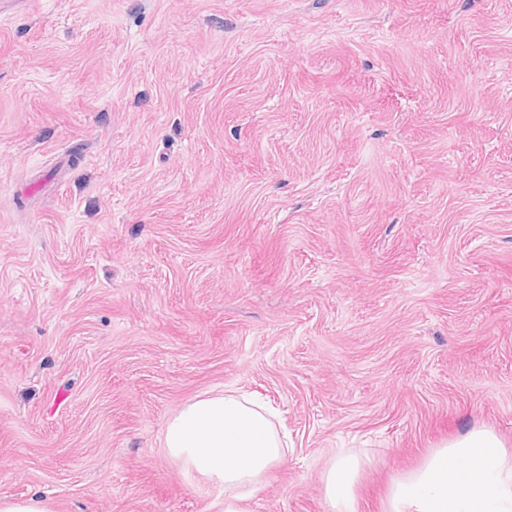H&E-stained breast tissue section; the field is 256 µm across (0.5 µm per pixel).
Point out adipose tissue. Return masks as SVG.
Masks as SVG:
<instances>
[{"mask_svg":"<svg viewBox=\"0 0 512 512\" xmlns=\"http://www.w3.org/2000/svg\"><path fill=\"white\" fill-rule=\"evenodd\" d=\"M163 444L221 490L219 512H248V500L288 451L272 412L231 390L185 404L167 420ZM366 464L343 452L324 472L330 512H356L353 488ZM389 512H512V450L484 426L442 443L393 481Z\"/></svg>","mask_w":512,"mask_h":512,"instance_id":"ef3b65f1","label":"adipose tissue"}]
</instances>
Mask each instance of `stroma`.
Listing matches in <instances>:
<instances>
[{
	"instance_id": "obj_1",
	"label": "stroma",
	"mask_w": 512,
	"mask_h": 512,
	"mask_svg": "<svg viewBox=\"0 0 512 512\" xmlns=\"http://www.w3.org/2000/svg\"><path fill=\"white\" fill-rule=\"evenodd\" d=\"M224 389L250 512L512 448V0H0V498L217 512L162 433ZM369 463L351 452H341L322 476L323 493L331 512H356L353 488Z\"/></svg>"
}]
</instances>
